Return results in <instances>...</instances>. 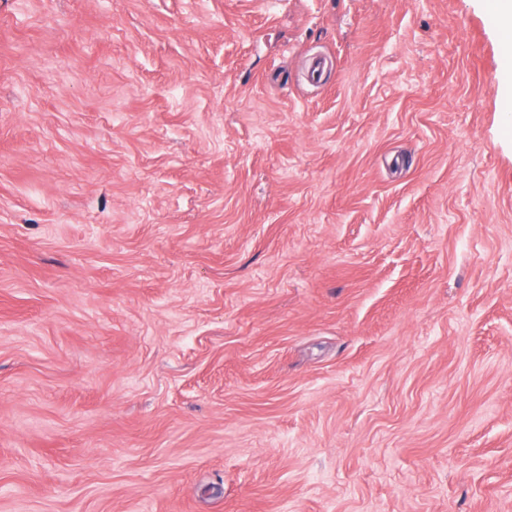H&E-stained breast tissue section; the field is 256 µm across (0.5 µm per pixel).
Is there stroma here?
Instances as JSON below:
<instances>
[{
    "label": "stroma",
    "mask_w": 512,
    "mask_h": 512,
    "mask_svg": "<svg viewBox=\"0 0 512 512\" xmlns=\"http://www.w3.org/2000/svg\"><path fill=\"white\" fill-rule=\"evenodd\" d=\"M503 43L0 0V512H512Z\"/></svg>",
    "instance_id": "stroma-1"
}]
</instances>
